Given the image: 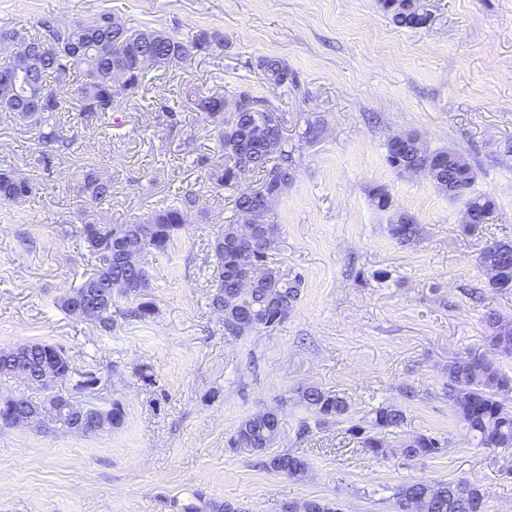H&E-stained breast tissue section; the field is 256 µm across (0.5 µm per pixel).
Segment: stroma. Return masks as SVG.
I'll list each match as a JSON object with an SVG mask.
<instances>
[{"instance_id": "35a3bbf8", "label": "stroma", "mask_w": 512, "mask_h": 512, "mask_svg": "<svg viewBox=\"0 0 512 512\" xmlns=\"http://www.w3.org/2000/svg\"><path fill=\"white\" fill-rule=\"evenodd\" d=\"M425 3L432 22L415 29L395 25L378 0H0V28L36 32L46 19L108 11L134 27L224 37L223 52L157 72L145 96H117L111 125L66 113L77 142L51 170L33 133L0 112V168L41 186L0 206V349L52 344L96 371L94 404L125 410L121 426L94 436L0 428V512H169L172 497L197 490L244 512L313 499L392 512L390 487L413 478L480 485L485 512H512V448L476 447L443 389L450 360L485 348L486 312L512 316V291L489 288L479 264L488 243L512 238V0ZM262 56L283 60L294 84H268ZM190 91L250 93L282 117L292 144L305 117L324 121L274 204L275 259L303 287L273 330L225 335L210 306L211 243L235 217V192L207 188L203 160L218 145L181 108ZM404 132L468 158L473 193L494 202L486 224L468 229L463 202L389 167L387 142ZM88 168L111 179V200L76 195ZM376 186L391 212L371 204ZM189 192L200 202L187 231L146 256L152 315L131 320L116 303L106 333L57 307L88 270L80 214L125 224ZM395 211L414 217L418 242L391 237ZM301 384L345 399L346 421L297 438L308 413L283 400ZM382 405L403 411L404 434L447 440L445 451H363L347 429ZM269 410L281 413L276 451L310 462L303 479L227 445L245 417Z\"/></svg>"}]
</instances>
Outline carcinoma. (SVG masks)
<instances>
[{"label": "carcinoma", "instance_id": "1", "mask_svg": "<svg viewBox=\"0 0 512 512\" xmlns=\"http://www.w3.org/2000/svg\"><path fill=\"white\" fill-rule=\"evenodd\" d=\"M382 10L400 27L419 28L412 13L403 10L398 0H381ZM112 15L103 12L91 22H77L62 28L58 21L42 24L44 35L30 37L23 30L0 29V45L11 46L18 39L33 43L30 59L18 63L24 70L20 79L25 85L20 99L0 104L3 112H12L23 125L36 131L44 145L38 162L49 167L51 156L68 153L74 140L62 134L61 114L76 110L84 116L111 118L115 98L121 94L136 96L146 89L153 71L181 68L199 55H210L224 50V36L216 31L200 29L185 41L162 30L127 27L112 28ZM267 83L282 87L294 81L295 74L279 59L261 56L256 63ZM191 111L204 116L217 137L222 155L210 160L207 180L216 189L238 187L241 176L235 165L227 163L225 152L233 144H241L248 157L246 172L263 176L260 187L276 199L278 186L289 182L298 161L299 147L288 144L283 129L276 128L269 143L253 144L241 140L246 129L256 123L269 121L267 112H238L232 121H224V113L213 111L216 104H224V97L187 94ZM299 141L309 144L318 139L323 131V121L308 117ZM441 178L448 181L464 177V188L470 189L475 181L472 165L467 174L461 175L448 167V159L440 162ZM35 185L26 177L9 169H0V203H17L31 196ZM78 192L93 203H101L112 197V181L101 177L92 168L82 174ZM264 197L238 191L234 199L235 216H240L245 206L257 208ZM199 204V197L187 193L174 207L159 208L143 219L130 224H103L92 218H84L82 231L87 243L89 272L71 292L80 293L85 285L98 288L114 302L124 300L128 304L126 314L144 318L151 314L152 303L141 301L128 294L139 273L136 268L120 257L113 246L120 245L121 253L166 252L185 230L187 214ZM273 206L264 210L263 223L256 225L253 238L243 241L237 233L238 222L221 227L212 244L214 252V277L216 291L210 306L217 311L224 306V298L230 297L252 310L257 331H268L282 323L293 311L301 295L302 278H289L276 272L272 256L278 251L279 236L267 234V228L280 230L272 219ZM406 223L389 225V232L398 243L406 245L419 237V225L408 213H402ZM479 263L490 270L496 268L512 280V240L494 241L493 249L482 251ZM254 281L255 287L241 288L242 279ZM488 345L502 357L512 358V318L495 310L485 315ZM448 401L455 415L478 448H512V407L508 405V393L512 391V374L493 361L476 357L473 350L456 356L448 363V383L445 386ZM296 400L314 419V424L303 422L298 435L345 417L349 412L347 402L330 392L315 386L301 385L295 390ZM403 412L392 406H379L368 421L349 427L364 451L375 457L387 455L388 444L374 434L376 430L399 429L404 424ZM280 434L279 414L257 413L242 420L230 439V448L237 453L262 455L264 467L278 476L301 479L308 470L307 460L285 451L270 455L268 450ZM448 442L435 436L418 434L413 442L403 440L400 448L403 457L414 460L438 455ZM393 512H415L422 506L425 512H472L469 499L457 493L455 483L443 480H413L393 488ZM204 494L193 492L190 497L172 498L171 512H200Z\"/></svg>", "mask_w": 512, "mask_h": 512}]
</instances>
